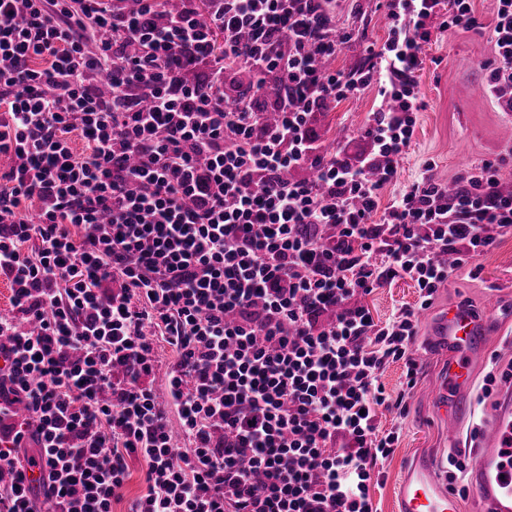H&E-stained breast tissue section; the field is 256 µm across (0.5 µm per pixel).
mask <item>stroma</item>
<instances>
[{
  "label": "stroma",
  "mask_w": 512,
  "mask_h": 512,
  "mask_svg": "<svg viewBox=\"0 0 512 512\" xmlns=\"http://www.w3.org/2000/svg\"><path fill=\"white\" fill-rule=\"evenodd\" d=\"M336 20L365 29L366 43L355 42L337 56L336 68L349 71L364 60L365 45L382 47L387 26L373 0H336ZM488 36L469 30L433 31L423 47V65L417 74L420 109L410 147L397 178L381 191L390 203L421 178L425 170L444 183L455 182L465 169L496 159L512 146V112L501 108L483 92L480 61L491 57ZM375 92L341 101L321 113L317 130L322 141L348 137L349 151L361 155L370 143L361 132L375 107ZM419 293L407 279H397L364 297L375 321H386L402 307H413ZM467 302L472 308L494 312L489 352L476 376L484 382L489 371L512 364V234L498 237L487 252L468 260L434 296V307ZM415 348L419 370L414 387H407L402 363L386 367L380 381L389 398H402V408H380L379 423L388 430L400 426V439L393 455L380 464L370 481V494L378 512H394L396 484L402 465L419 448L444 451L451 438L436 406L428 398L434 383L443 376L446 360L441 346L430 334L428 320L418 322Z\"/></svg>",
  "instance_id": "35a3bbf8"
}]
</instances>
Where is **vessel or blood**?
<instances>
[{
    "instance_id": "b4317fda",
    "label": "vessel or blood",
    "mask_w": 512,
    "mask_h": 512,
    "mask_svg": "<svg viewBox=\"0 0 512 512\" xmlns=\"http://www.w3.org/2000/svg\"><path fill=\"white\" fill-rule=\"evenodd\" d=\"M436 334L447 347L445 375L432 398L454 435H462L474 407L471 393L477 363L486 352L491 321L464 304L435 317ZM441 457L418 450L403 467L396 512H460V501L441 477ZM478 512H512V387L503 386L498 403L483 425L467 472Z\"/></svg>"
}]
</instances>
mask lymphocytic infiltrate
I'll return each mask as SVG.
<instances>
[{"mask_svg": "<svg viewBox=\"0 0 512 512\" xmlns=\"http://www.w3.org/2000/svg\"><path fill=\"white\" fill-rule=\"evenodd\" d=\"M135 2L0 0V512H112L135 459L129 512H377L371 476L399 440L380 377L400 361L414 386L417 325L360 298L401 278L428 308L512 232L494 162L380 203L422 47L478 29L473 0H384V49L350 73L326 66L355 38L331 0ZM490 41L497 100L512 0ZM372 88L373 153L327 151L316 113ZM143 467L144 464L137 460L130 463L131 476L122 491V497L112 501V512H129L130 503L137 498L144 489L142 482Z\"/></svg>", "mask_w": 512, "mask_h": 512, "instance_id": "1", "label": "lymphocytic infiltrate"}]
</instances>
